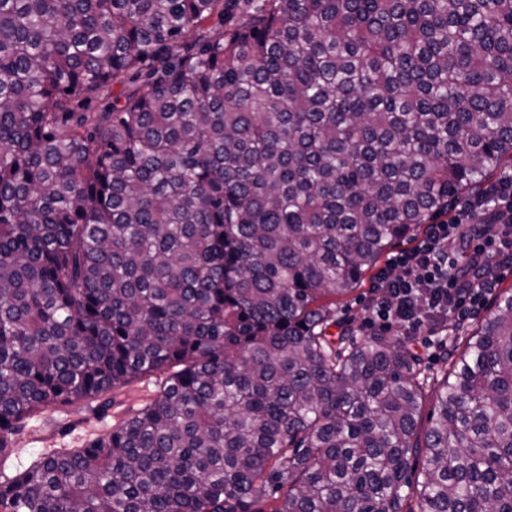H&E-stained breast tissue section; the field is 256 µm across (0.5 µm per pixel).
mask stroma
Segmentation results:
<instances>
[{
  "label": "stroma",
  "mask_w": 512,
  "mask_h": 512,
  "mask_svg": "<svg viewBox=\"0 0 512 512\" xmlns=\"http://www.w3.org/2000/svg\"><path fill=\"white\" fill-rule=\"evenodd\" d=\"M164 380L161 374L146 376L94 400L43 409L22 423L13 448L0 456V472L14 476L46 450L81 448L91 439L106 436L113 427L156 398Z\"/></svg>",
  "instance_id": "1"
}]
</instances>
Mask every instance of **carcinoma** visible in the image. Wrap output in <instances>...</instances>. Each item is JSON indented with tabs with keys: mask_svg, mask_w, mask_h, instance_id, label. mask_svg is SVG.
<instances>
[{
	"mask_svg": "<svg viewBox=\"0 0 512 512\" xmlns=\"http://www.w3.org/2000/svg\"><path fill=\"white\" fill-rule=\"evenodd\" d=\"M508 168L512 0H0V454L180 367L0 512H512V291L425 425L336 302ZM135 84L127 83L112 85L111 90L103 96L93 99L88 109L91 112H104L112 106V103L119 100L123 102V97L132 89Z\"/></svg>",
	"mask_w": 512,
	"mask_h": 512,
	"instance_id": "cac0c4a2",
	"label": "carcinoma"
}]
</instances>
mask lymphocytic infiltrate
<instances>
[{
  "label": "lymphocytic infiltrate",
  "mask_w": 512,
  "mask_h": 512,
  "mask_svg": "<svg viewBox=\"0 0 512 512\" xmlns=\"http://www.w3.org/2000/svg\"><path fill=\"white\" fill-rule=\"evenodd\" d=\"M496 224L488 235L484 221ZM512 266V177L487 187L464 212L429 225L372 286L368 323L404 336H434L448 316L473 313L499 286L493 262Z\"/></svg>",
  "instance_id": "lymphocytic-infiltrate-1"
}]
</instances>
